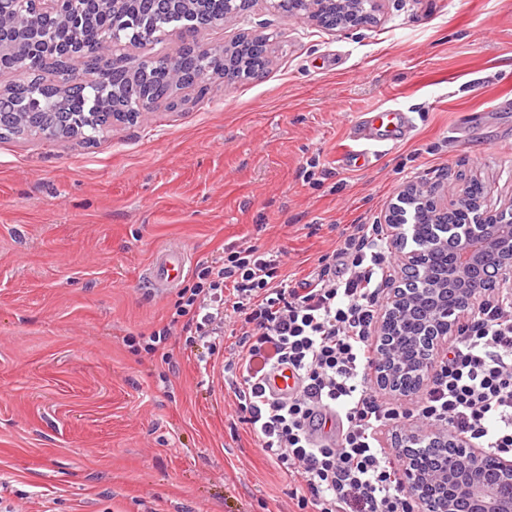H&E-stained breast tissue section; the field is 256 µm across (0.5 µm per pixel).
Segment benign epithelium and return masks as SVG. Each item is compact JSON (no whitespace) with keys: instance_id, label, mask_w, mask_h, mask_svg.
Instances as JSON below:
<instances>
[{"instance_id":"1","label":"benign epithelium","mask_w":512,"mask_h":512,"mask_svg":"<svg viewBox=\"0 0 512 512\" xmlns=\"http://www.w3.org/2000/svg\"><path fill=\"white\" fill-rule=\"evenodd\" d=\"M298 1L307 6L297 17L317 19L327 5L336 0H262L271 11L283 12L289 4ZM98 11H112V38L83 46L92 59L112 62V77L120 73L117 52L129 47L143 46L150 41L170 38L180 46L178 52L163 57H146L140 68L146 72H164L167 85L182 86L183 74L178 66L179 54L188 49L204 54L213 62H221L224 80L241 79L232 64V54L211 48L203 42V34L216 27H224L239 20L243 12L256 0H224L223 13L208 23L193 26L175 25L159 35H146L137 31L136 20L119 12L123 0H88ZM21 8L14 10L13 22L0 19V70L4 60L22 57L30 66L57 64V84L69 86L84 83V73L70 68L67 57L71 47L51 42L39 29L27 31L19 21L32 14L62 16L69 28L76 30L84 23V14L75 9L76 0H10ZM430 207L435 216L448 214L434 193L415 184L406 186L380 220L392 229L393 241L407 238L415 241L416 248L400 253L401 270L420 265L433 252L435 243L423 241L417 233L415 218L419 209ZM471 216L462 226H446V236L456 245V259L438 272H423L413 288L393 285L382 300L376 337L377 360L371 368L372 381L397 398H407L414 390L399 384L403 378L423 386L431 375L435 360L448 347L476 303L478 288L485 279L499 296L512 299V206L489 214L482 201L470 206ZM432 295L435 305L426 315L420 336L423 350L413 361L406 358L401 336L420 298ZM438 444L449 450L447 463L439 469H423L419 449L415 443ZM401 459V479L415 503V512H512V458L488 453L476 447L468 438L448 434L440 429L420 430L400 440L397 447Z\"/></svg>"}]
</instances>
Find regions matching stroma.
Returning a JSON list of instances; mask_svg holds the SVG:
<instances>
[{"instance_id":"35a3bbf8","label":"stroma","mask_w":512,"mask_h":512,"mask_svg":"<svg viewBox=\"0 0 512 512\" xmlns=\"http://www.w3.org/2000/svg\"><path fill=\"white\" fill-rule=\"evenodd\" d=\"M241 33L269 39L260 79L212 77L94 144L0 139V512H298L223 355L126 345L170 319L176 289L144 282L156 251L195 267L245 241L301 276L407 184L512 204V0H379L335 30L258 4L204 40ZM376 109L409 112V137L341 167Z\"/></svg>"}]
</instances>
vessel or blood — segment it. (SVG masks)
<instances>
[{"label":"vessel or blood","instance_id":"1","mask_svg":"<svg viewBox=\"0 0 512 512\" xmlns=\"http://www.w3.org/2000/svg\"><path fill=\"white\" fill-rule=\"evenodd\" d=\"M410 127L409 117L395 111H372L363 113L349 129L348 143L339 159L346 166L357 162H371L379 158L385 146L403 140ZM185 252L164 248L157 252L144 273L146 282L155 291L161 292L174 287L182 278L187 267Z\"/></svg>","mask_w":512,"mask_h":512}]
</instances>
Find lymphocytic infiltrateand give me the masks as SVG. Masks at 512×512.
<instances>
[{
	"label": "lymphocytic infiltrate",
	"instance_id": "obj_1",
	"mask_svg": "<svg viewBox=\"0 0 512 512\" xmlns=\"http://www.w3.org/2000/svg\"><path fill=\"white\" fill-rule=\"evenodd\" d=\"M392 248L379 224H356L331 255L298 279L280 251L235 243L195 269L169 322L143 341L155 354L176 332L207 340L233 321L224 381L260 451L297 482L300 512H414L383 428H440L512 455V304L482 301L443 350L410 404L382 402L368 372ZM286 367L301 381L267 390Z\"/></svg>",
	"mask_w": 512,
	"mask_h": 512
}]
</instances>
